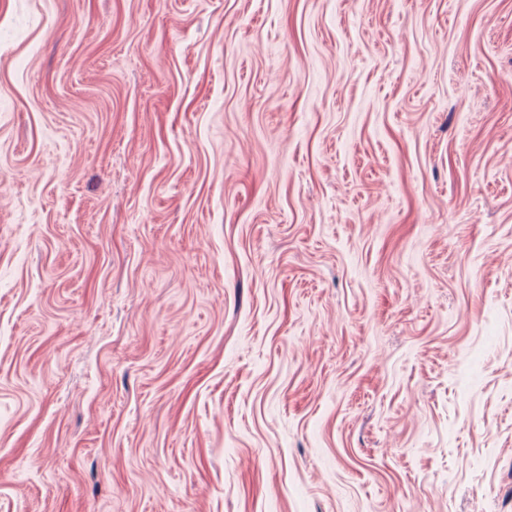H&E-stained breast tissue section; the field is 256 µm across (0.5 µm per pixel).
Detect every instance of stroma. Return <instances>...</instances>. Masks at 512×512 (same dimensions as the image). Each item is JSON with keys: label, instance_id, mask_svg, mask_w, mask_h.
Returning a JSON list of instances; mask_svg holds the SVG:
<instances>
[{"label": "stroma", "instance_id": "1", "mask_svg": "<svg viewBox=\"0 0 512 512\" xmlns=\"http://www.w3.org/2000/svg\"><path fill=\"white\" fill-rule=\"evenodd\" d=\"M0 512H512V0H0Z\"/></svg>", "mask_w": 512, "mask_h": 512}]
</instances>
